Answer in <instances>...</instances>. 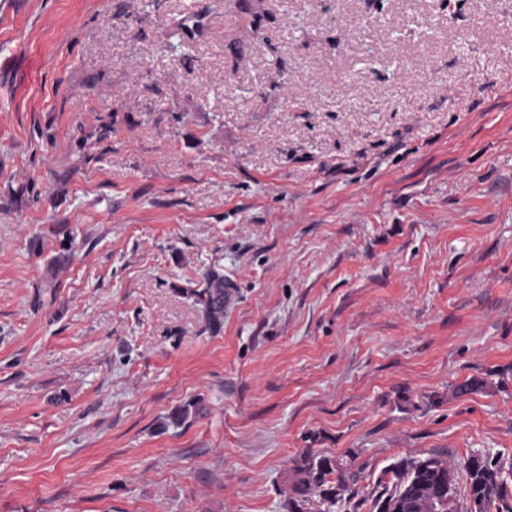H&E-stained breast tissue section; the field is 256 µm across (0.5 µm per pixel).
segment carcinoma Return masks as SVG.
Returning <instances> with one entry per match:
<instances>
[{"instance_id": "obj_1", "label": "carcinoma", "mask_w": 512, "mask_h": 512, "mask_svg": "<svg viewBox=\"0 0 512 512\" xmlns=\"http://www.w3.org/2000/svg\"><path fill=\"white\" fill-rule=\"evenodd\" d=\"M204 312L209 327L218 331L224 322V276L217 271L205 277V286L190 291ZM474 469L463 474L465 501L469 506L461 508L458 499V484L441 495L438 512H512L509 481L512 466L507 468L500 458L488 454L470 455ZM355 453L347 451V459H336L305 448L294 461L288 485V512H302L301 503L314 497L331 508L341 501L352 503L353 512H358L367 501H372L376 512H416L417 502L432 492L435 473L429 465L436 463L451 470H461L464 464H452L444 455L436 453L426 458H405L393 464L390 472L392 482L378 480L381 490L370 494V499H355V485L360 473L351 469Z\"/></svg>"}]
</instances>
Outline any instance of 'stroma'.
Instances as JSON below:
<instances>
[{"mask_svg": "<svg viewBox=\"0 0 512 512\" xmlns=\"http://www.w3.org/2000/svg\"><path fill=\"white\" fill-rule=\"evenodd\" d=\"M305 448L512 462V0H0V512H288ZM224 288H231L224 284V276L212 271L205 277L204 288H195L190 295L195 298L204 312L209 327L213 331H220L224 322Z\"/></svg>", "mask_w": 512, "mask_h": 512, "instance_id": "35a3bbf8", "label": "stroma"}]
</instances>
